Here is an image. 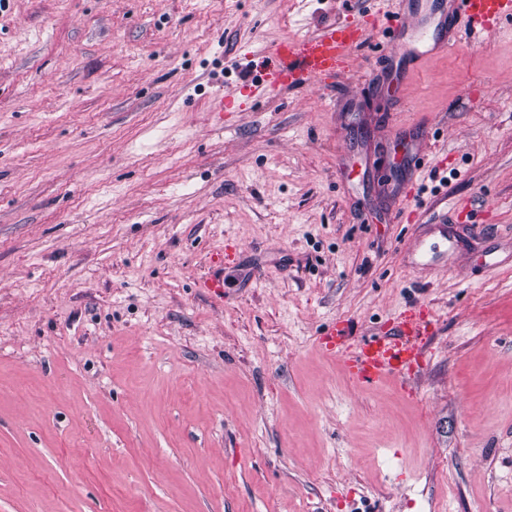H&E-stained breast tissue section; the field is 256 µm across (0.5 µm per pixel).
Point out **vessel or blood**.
Returning a JSON list of instances; mask_svg holds the SVG:
<instances>
[{
    "mask_svg": "<svg viewBox=\"0 0 512 512\" xmlns=\"http://www.w3.org/2000/svg\"><path fill=\"white\" fill-rule=\"evenodd\" d=\"M378 17L394 36L385 55L415 64L430 61L440 51L454 50L456 25L489 32L512 20V0H448L447 8L432 19L413 16L406 10L387 8V0H375ZM363 30L353 25L325 24L315 34L281 42L273 55L257 65L254 95L266 97L284 87H308L331 79L344 70L362 41ZM344 324L327 327L321 339L325 350L338 355L352 378L372 386L385 380L406 384V369L421 355L417 339L423 327L415 314L405 313L392 333L350 345Z\"/></svg>",
    "mask_w": 512,
    "mask_h": 512,
    "instance_id": "b4317fda",
    "label": "vessel or blood"
}]
</instances>
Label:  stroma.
Listing matches in <instances>:
<instances>
[{"label": "stroma", "instance_id": "obj_1", "mask_svg": "<svg viewBox=\"0 0 512 512\" xmlns=\"http://www.w3.org/2000/svg\"><path fill=\"white\" fill-rule=\"evenodd\" d=\"M371 11L0 0V512H512V22L391 102ZM333 20L349 67L252 103L248 54ZM408 310L411 392L320 347ZM434 232H438L439 236L447 243V249L444 251H432L423 242L415 244L412 250L413 264L415 266L436 265L447 261L446 254L455 250L456 237L449 230L447 224H431Z\"/></svg>", "mask_w": 512, "mask_h": 512}]
</instances>
